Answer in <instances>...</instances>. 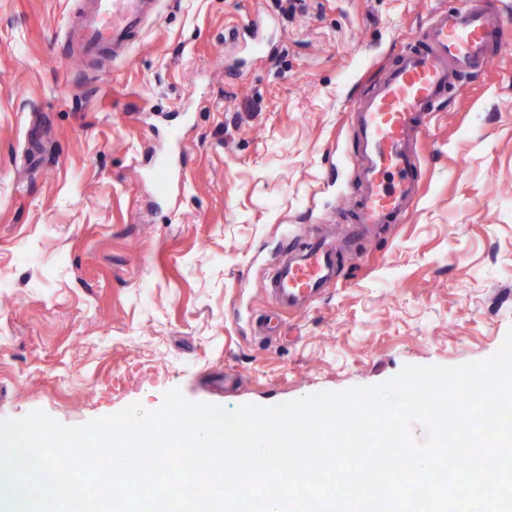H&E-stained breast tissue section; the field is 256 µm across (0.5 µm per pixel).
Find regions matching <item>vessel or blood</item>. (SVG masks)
I'll return each instance as SVG.
<instances>
[{"instance_id": "vessel-or-blood-1", "label": "vessel or blood", "mask_w": 512, "mask_h": 512, "mask_svg": "<svg viewBox=\"0 0 512 512\" xmlns=\"http://www.w3.org/2000/svg\"><path fill=\"white\" fill-rule=\"evenodd\" d=\"M157 0H83L67 37L82 57L100 64L118 57L133 42ZM418 49L401 56L372 90L354 100L348 120L355 126L359 177L350 194L355 210L351 236L372 225L392 223L419 196L420 160L409 148L421 119L435 111L446 91L489 63L491 44L512 46L500 12L482 0H456L421 27ZM335 236L302 233L276 260L266 292L282 310H301L336 279Z\"/></svg>"}]
</instances>
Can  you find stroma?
I'll use <instances>...</instances> for the list:
<instances>
[{
	"mask_svg": "<svg viewBox=\"0 0 512 512\" xmlns=\"http://www.w3.org/2000/svg\"><path fill=\"white\" fill-rule=\"evenodd\" d=\"M79 2L0 0V421L82 425L172 389L266 407L499 349L512 47L424 119L409 212L280 312L270 263L306 226L350 221V103L454 0H161L99 69L68 54ZM152 150L176 155L164 197Z\"/></svg>",
	"mask_w": 512,
	"mask_h": 512,
	"instance_id": "obj_1",
	"label": "stroma"
}]
</instances>
